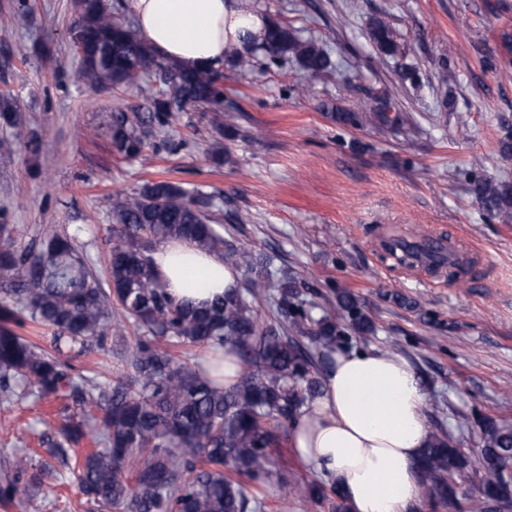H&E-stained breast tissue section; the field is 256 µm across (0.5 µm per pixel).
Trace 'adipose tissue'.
Wrapping results in <instances>:
<instances>
[{
    "mask_svg": "<svg viewBox=\"0 0 512 512\" xmlns=\"http://www.w3.org/2000/svg\"><path fill=\"white\" fill-rule=\"evenodd\" d=\"M137 28L163 59L183 67L219 66L262 42L268 17L242 0H124ZM153 273L179 303L202 305L238 287L222 254L189 240L151 251ZM321 392L290 429L297 457L336 482L349 512H409L419 499L417 461L428 439L425 388L406 358L375 349L338 352Z\"/></svg>",
    "mask_w": 512,
    "mask_h": 512,
    "instance_id": "1",
    "label": "adipose tissue"
}]
</instances>
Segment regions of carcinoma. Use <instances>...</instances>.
Instances as JSON below:
<instances>
[{
	"label": "carcinoma",
	"instance_id": "1",
	"mask_svg": "<svg viewBox=\"0 0 512 512\" xmlns=\"http://www.w3.org/2000/svg\"><path fill=\"white\" fill-rule=\"evenodd\" d=\"M79 66L73 79L92 87L141 89L151 76L160 87L148 96L146 110L129 118L112 116V143L119 153L143 162L145 141L168 124L173 112L224 102V73L214 68L184 69L160 60L138 31L112 15L104 0H77ZM368 37L381 55L399 51L397 33L386 16L374 17ZM290 58L309 75L334 68L330 55L293 27L270 22L264 44L236 54L232 65L252 71L258 54ZM343 124L388 122L385 107L336 112ZM0 118L13 138L26 145L32 133L10 100L0 95ZM471 192L484 208L505 218L512 214V182L475 180ZM216 196L190 191L182 184L156 181L135 192L112 195V234L108 288L87 269L71 239L43 238L39 250L21 248L11 229L0 225V390L39 398L62 396L77 406L94 405L96 447L77 453L86 438L85 421L73 414L54 426L55 441L46 449L50 461L7 456L0 498L9 499L27 478V512H44L45 479L53 474L73 481L86 512H255L259 498L247 494L276 487L301 499L303 507L348 512L344 496L332 481L293 482L273 456L287 447L288 432L302 408L322 388L313 355L296 342L306 337L327 364L346 344L347 331L362 338L373 333L370 319L349 292L336 293L341 318H315L300 299V285L290 272L271 281V261H259L224 239L215 217ZM191 238L204 251L224 253V263L252 275L247 293L232 289L203 307L178 304L156 280L150 247L155 239ZM386 250L413 268L426 245L392 238ZM464 267L457 251L448 252L435 268L455 278ZM277 289L275 323L260 322L248 297ZM136 327L134 344L124 360L131 372L116 370L111 380L72 373L66 357L93 347L105 348L112 305ZM53 331L49 352L15 332L24 321ZM225 351L236 356L241 375L226 387L211 378L200 359L182 360L183 346ZM475 456L447 435H433L422 449L418 466L421 498L432 507L452 505L467 512H507L512 485V428L491 418L481 425ZM472 469L479 475L478 494L460 504L456 476Z\"/></svg>",
	"mask_w": 512,
	"mask_h": 512
}]
</instances>
